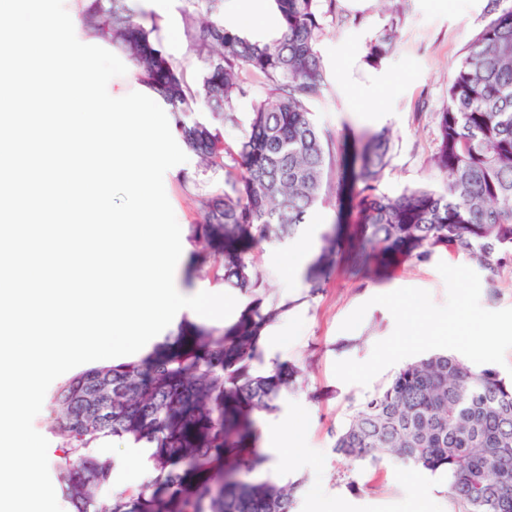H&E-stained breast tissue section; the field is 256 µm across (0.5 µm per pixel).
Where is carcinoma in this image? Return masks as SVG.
I'll return each instance as SVG.
<instances>
[{
  "label": "carcinoma",
  "mask_w": 512,
  "mask_h": 512,
  "mask_svg": "<svg viewBox=\"0 0 512 512\" xmlns=\"http://www.w3.org/2000/svg\"><path fill=\"white\" fill-rule=\"evenodd\" d=\"M323 1L335 2L273 0L280 34L249 40L224 25V0H193L205 17L199 45L211 51L194 85L164 50L156 23L125 0L83 4L81 33L126 56L185 148L206 168L226 171L224 189L200 201L205 218L194 226L190 271L212 262L214 279L250 300L227 325L184 318L147 355L88 366L57 383L52 475L74 512H293L300 482L262 475L267 456L257 448L256 421L297 387L299 371L266 358L263 345L291 303L262 294L254 252L311 223L332 170L339 202L359 198L362 250L423 261L443 247L475 261L488 288L512 267V0H487L492 19L448 82L434 154L443 187L398 194L379 190L392 151L388 129L336 158L332 135L311 111L327 89L318 50ZM395 37L393 29L372 41L367 61L379 65ZM257 77L267 93L229 145L224 121L235 120L236 101ZM335 264L336 241L325 235L306 273L308 297ZM101 377L112 382L110 417L80 425L81 395ZM114 437L150 449V466L142 485L109 496L115 462L103 450ZM334 451L442 474L464 512H512V381L448 351L429 353L365 396L336 432Z\"/></svg>",
  "instance_id": "carcinoma-1"
}]
</instances>
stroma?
Returning a JSON list of instances; mask_svg holds the SVG:
<instances>
[{
  "instance_id": "1",
  "label": "stroma",
  "mask_w": 512,
  "mask_h": 512,
  "mask_svg": "<svg viewBox=\"0 0 512 512\" xmlns=\"http://www.w3.org/2000/svg\"><path fill=\"white\" fill-rule=\"evenodd\" d=\"M137 12L155 19L166 52L196 81L201 56L194 36L201 18L191 0H128ZM487 0H336L323 19L318 44L328 87L313 104L319 125L330 131L334 149L352 145L364 134L389 129L392 157L379 187L397 193L423 183L439 184L433 162L438 138V114L447 99L448 80L470 38L490 20ZM398 37L390 55L369 66V43L388 28ZM224 182L223 174L206 170L196 155L169 169L164 176L167 197L186 242L176 265L174 280L191 292L207 286L224 292L223 282L209 275L187 277L186 267L195 246L191 227L200 223L199 200ZM358 229L348 226L336 240L337 263L316 296H309L304 272L289 273L291 240L265 244L257 255L269 296L291 300L292 308L268 327L264 344L268 356L297 367L301 386L283 396L278 408L259 420L260 446L268 451L267 465L274 480L301 481L294 512H335L345 504L348 512H459L448 496L442 476L415 474L388 462L358 464L336 454V432L373 387L391 375L383 370L370 385L347 384L334 374L337 361L367 360L374 344L394 330V319L374 296L399 288L430 292L436 305L447 300L438 262L469 265L465 255L435 250L424 261L400 258L383 266L371 259L364 270L352 266ZM368 310L358 328L341 330L343 320L358 306ZM301 416L304 442L276 446L274 425L288 413ZM434 483L431 494L417 491Z\"/></svg>"
}]
</instances>
